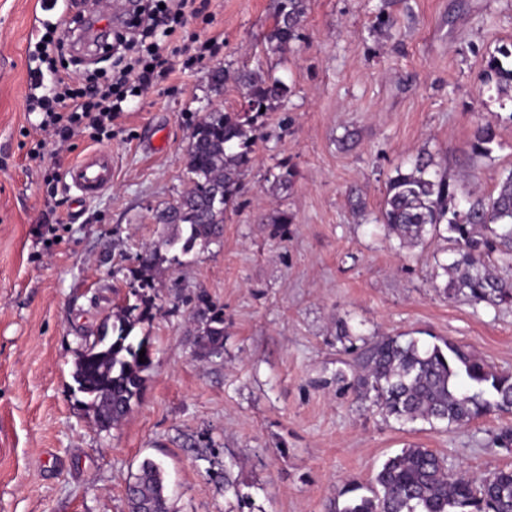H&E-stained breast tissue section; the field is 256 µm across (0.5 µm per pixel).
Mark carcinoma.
<instances>
[{"label":"carcinoma","instance_id":"carcinoma-1","mask_svg":"<svg viewBox=\"0 0 512 512\" xmlns=\"http://www.w3.org/2000/svg\"><path fill=\"white\" fill-rule=\"evenodd\" d=\"M305 0H279L268 41L281 51L296 38ZM512 50L491 56L480 76L498 90L512 89ZM237 81L244 91L241 112L207 113L192 129L186 186L176 203L158 221L179 228L166 246L179 247L168 259L160 247H146L129 269L126 303L112 315L111 326L81 336L73 380L87 398L102 430L117 425L133 411L150 370L152 343L134 334L136 325L153 317L155 303L148 291L168 260L184 264L195 248H207L224 233V214L240 189L241 176L251 167V132L262 110L288 96V86L255 71ZM498 144L492 122L477 126L473 153L488 156ZM433 162L421 156L411 170L388 181L381 221L400 245L414 246L427 235H446L448 259L437 264L447 277L443 288L450 298L463 297L474 308L512 304V170L501 177L493 193L472 189L458 199L457 189L444 176L431 172ZM195 325L197 349L210 355L223 347L224 308L207 294L197 296L189 311ZM145 351V362L139 352ZM353 355L349 388L357 399L397 422H423L447 430L491 413L512 415V374L490 366L464 346L450 342L425 344L415 338L377 336L346 348ZM129 512H170L164 468L146 459L126 485ZM333 512H512V468H495L475 478L448 474L445 459L430 448L411 446L388 458L373 482L350 483L338 494Z\"/></svg>","mask_w":512,"mask_h":512}]
</instances>
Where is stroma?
<instances>
[{
    "mask_svg": "<svg viewBox=\"0 0 512 512\" xmlns=\"http://www.w3.org/2000/svg\"><path fill=\"white\" fill-rule=\"evenodd\" d=\"M96 2L0 0V512H128L126 484L148 458L164 465L171 512H329L346 483L369 482L410 444L453 472L512 467V450L492 442L512 415L403 425L336 378L341 323L357 346L449 340L512 372V305L478 312L447 298L436 271L448 241L404 246L380 220L388 180L417 156L486 194L512 169V102L480 84L489 56L512 44V0H307L285 53L267 43L278 0H208L177 32L211 40L203 61L172 58L103 141L41 140L27 101L31 69L52 86L51 64L34 56L43 25ZM218 68L229 73L219 91ZM244 68L290 93L258 120L223 238L189 266L165 265L154 316L135 329L153 346L143 396L99 430L72 378L80 337L122 303L136 253L170 235L156 214L185 186L191 130L243 108ZM488 120L500 145L479 157L474 132ZM36 147L42 160L29 158ZM100 150L112 182L75 204L66 174ZM280 165L290 184L274 181ZM283 211L291 223H277ZM53 214L62 224L40 232ZM201 291L224 309V347L209 357L188 321Z\"/></svg>",
    "mask_w": 512,
    "mask_h": 512,
    "instance_id": "stroma-1",
    "label": "stroma"
}]
</instances>
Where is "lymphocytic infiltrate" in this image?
<instances>
[{"label":"lymphocytic infiltrate","mask_w":512,"mask_h":512,"mask_svg":"<svg viewBox=\"0 0 512 512\" xmlns=\"http://www.w3.org/2000/svg\"><path fill=\"white\" fill-rule=\"evenodd\" d=\"M198 12L196 0H162L136 10L127 28L113 30L111 40L96 45L112 59V80L104 85L82 91L72 88L69 74L60 73L53 90L44 94L40 77H33L36 93L29 109L42 116L39 132L62 139L80 128L108 133L129 96L147 91L155 75L167 72L166 53L177 26Z\"/></svg>","instance_id":"f902f5d3"}]
</instances>
